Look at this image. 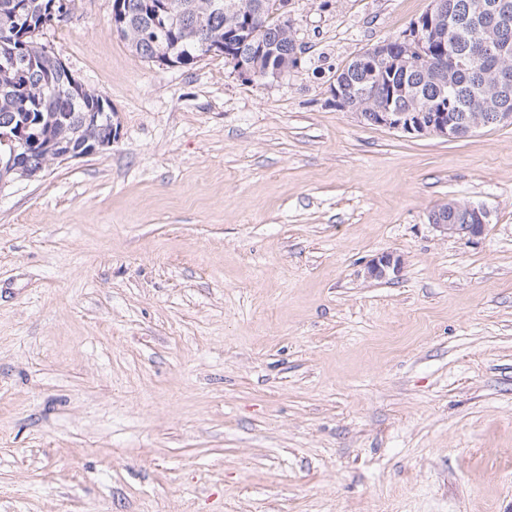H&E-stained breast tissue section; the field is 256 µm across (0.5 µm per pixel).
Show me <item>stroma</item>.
Wrapping results in <instances>:
<instances>
[{
	"mask_svg": "<svg viewBox=\"0 0 512 512\" xmlns=\"http://www.w3.org/2000/svg\"><path fill=\"white\" fill-rule=\"evenodd\" d=\"M112 4L38 40L118 137L0 184V512H512V126L331 92L432 0H288L306 51L254 81L141 59ZM455 201L448 200V207H439L435 209L431 215V223L441 233L446 234L447 237L457 238L459 240H470L482 235L488 223V213L485 209L479 206L471 205L467 207L466 220L467 224H463V213H456V221L459 224H453L451 221L453 217L448 216V212H455ZM401 258L393 253H383L373 258L366 266V277L372 280L388 279L400 272Z\"/></svg>",
	"mask_w": 512,
	"mask_h": 512,
	"instance_id": "obj_1",
	"label": "stroma"
}]
</instances>
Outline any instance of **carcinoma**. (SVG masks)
I'll return each instance as SVG.
<instances>
[{
	"label": "carcinoma",
	"instance_id": "obj_1",
	"mask_svg": "<svg viewBox=\"0 0 512 512\" xmlns=\"http://www.w3.org/2000/svg\"><path fill=\"white\" fill-rule=\"evenodd\" d=\"M54 0H0V120L11 124L9 132L29 123L40 132L34 142L16 152L20 164L37 166L41 160L57 161L56 153L81 146L82 127L107 136L110 124L95 118L110 112L108 101L86 95L82 84L72 83L58 61L48 57L46 45L36 41L48 26ZM228 0H123L116 17L135 53L147 61L167 56L184 68H193L204 56L203 44L224 46V59L238 66L240 50H252L250 60L259 73L295 68L305 53L291 35L290 19L279 13L278 0H235L239 11H225ZM452 14L447 26L463 58V66L448 67V48L436 45L435 65L447 69L438 80L423 69L402 65L384 70L367 64L347 66L338 73L349 110L379 112L386 107L404 110L408 101L396 90L412 87L413 97L431 112H455L466 117L489 112L484 106L485 84L499 70L502 60L475 52L473 32L489 24L488 9L496 0H449Z\"/></svg>",
	"mask_w": 512,
	"mask_h": 512
}]
</instances>
